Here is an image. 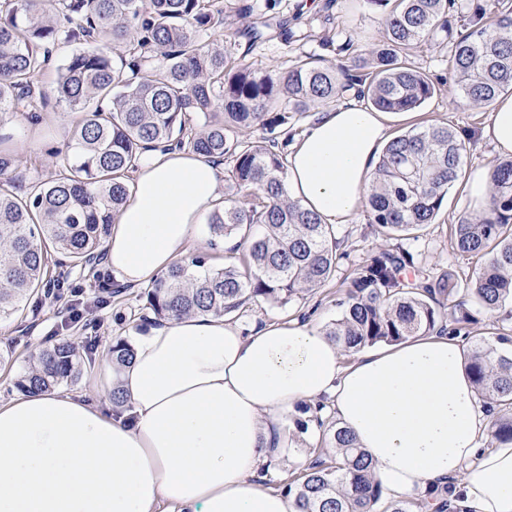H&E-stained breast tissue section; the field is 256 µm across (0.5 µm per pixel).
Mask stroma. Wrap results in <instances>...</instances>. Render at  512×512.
Segmentation results:
<instances>
[{
	"instance_id": "stroma-1",
	"label": "stroma",
	"mask_w": 512,
	"mask_h": 512,
	"mask_svg": "<svg viewBox=\"0 0 512 512\" xmlns=\"http://www.w3.org/2000/svg\"><path fill=\"white\" fill-rule=\"evenodd\" d=\"M295 4L296 0H279L270 10L265 0H228L224 26L217 37L231 42L238 56L254 68L280 71L287 70L298 56L305 54L321 58L328 65L350 62L351 52L339 51L340 43L349 39L356 48L365 50L380 37L383 9L372 0H310L301 11L296 10ZM327 37L333 38V46H324ZM69 52L66 46L59 49L48 73L41 79L49 106L39 120L31 122L17 117L0 125V135L12 139L17 148L21 174L34 175L35 159L66 141L65 131L72 115L56 99L55 78ZM450 54L451 46L441 34L414 51L413 64L433 81L436 94L416 113L393 115L390 133L397 136L417 126L447 123L466 135L470 143L463 160V173L493 169L502 157L481 136L490 120V109L463 101L451 102L454 76L448 66ZM470 213L467 189L460 184L449 188L434 224L424 235L403 240V248L434 274L452 272L466 278L475 277L482 267L481 261L460 254L450 234L451 224ZM338 231L346 256L334 281L285 308L268 303L249 304L236 314V322L252 325L274 317L287 320L303 316L323 327L336 319L341 279L351 275L368 254L385 243L364 211L351 223L340 225ZM50 274L60 277L62 288L31 295L22 315L0 321V349L7 347L12 351L10 363L0 365L1 402L19 397L15 380L28 367L32 354L61 336L68 337L83 357L81 374L74 385L68 386V393L98 401L99 394L91 378L101 372L113 341L119 336L133 338L154 320L153 314L143 306L141 287L121 282L105 260L93 261L84 268L54 266ZM72 302L86 305V314L77 322L62 321V313ZM318 455L330 463L336 459L332 448L316 447L308 434H301L296 447L288 449L286 457L272 469L271 489H284Z\"/></svg>"
}]
</instances>
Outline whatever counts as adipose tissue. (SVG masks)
I'll return each instance as SVG.
<instances>
[{"label": "adipose tissue", "mask_w": 512, "mask_h": 512, "mask_svg": "<svg viewBox=\"0 0 512 512\" xmlns=\"http://www.w3.org/2000/svg\"><path fill=\"white\" fill-rule=\"evenodd\" d=\"M388 121L352 89L317 112L288 151L290 196L323 223H348ZM482 136L512 156V96L492 103ZM220 185V167L204 156L145 152L106 242L112 272L149 282L201 245ZM469 357L434 333L348 362L299 319L248 329L211 315L166 319L136 334L129 363L105 368L98 402L56 391L0 402V512H156L162 503L167 512H297L293 495L265 488L258 473L282 457L300 403L328 407L391 496L433 486L457 512H512V442L479 450L492 417Z\"/></svg>", "instance_id": "1"}]
</instances>
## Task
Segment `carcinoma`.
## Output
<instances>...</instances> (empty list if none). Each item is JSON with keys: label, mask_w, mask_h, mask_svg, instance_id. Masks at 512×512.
I'll use <instances>...</instances> for the list:
<instances>
[{"label": "carcinoma", "mask_w": 512, "mask_h": 512, "mask_svg": "<svg viewBox=\"0 0 512 512\" xmlns=\"http://www.w3.org/2000/svg\"><path fill=\"white\" fill-rule=\"evenodd\" d=\"M384 7L370 66L331 67L299 57L287 71H257L234 49L201 39L224 24V0H0V116L34 120L46 107L38 84L53 53L79 42L57 71L56 99L76 114L65 148L49 152L47 179L22 185L15 153L0 150V319L46 286L51 254L73 266L105 253L109 226L131 194L130 174L142 154L172 145L225 164L224 199L208 216L210 245L239 238L241 268L197 274L210 255L174 263L143 292L155 319L188 315L231 317L249 302L285 308L331 281L344 257L337 225L322 223L288 196L285 156L293 138L289 113L310 104L332 107L347 88L382 112H415L436 88L408 60L417 45L443 32L458 94L482 107L512 90V0L495 16L458 0H371ZM466 32L449 17L462 8ZM288 109H279L281 96ZM259 126L267 136L240 139ZM467 152L448 124H432L391 139L367 195L370 223L388 240L434 223L448 188L461 177ZM263 235L251 233L254 225ZM459 252L484 260L473 280L436 277L401 246L382 249L343 280L338 318L326 335L356 353L434 331L459 334L477 322L469 302L495 310L512 303V160L491 173L490 209L451 226ZM495 341L480 339L470 373L478 394L500 408L490 426L497 442L512 441V310L499 317ZM133 350L122 338L111 348L122 364ZM81 372L77 348L61 338L36 353L16 381L25 393L53 391ZM336 462L316 459L287 490L298 512H446L448 502L424 499L385 504L384 491L346 431L327 427Z\"/></svg>", "instance_id": "carcinoma-1"}]
</instances>
